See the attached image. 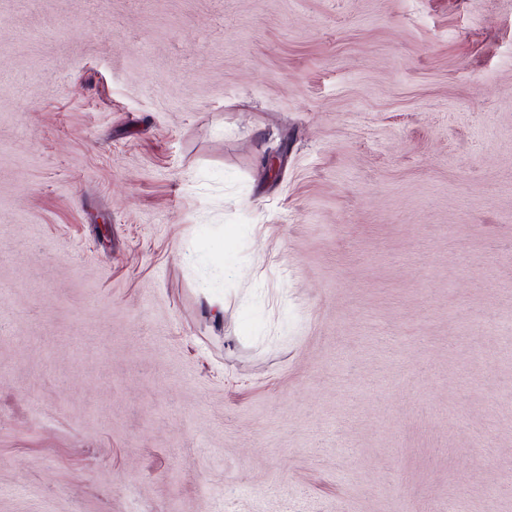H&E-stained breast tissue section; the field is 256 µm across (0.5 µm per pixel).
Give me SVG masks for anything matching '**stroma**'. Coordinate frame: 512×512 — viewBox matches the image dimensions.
Returning <instances> with one entry per match:
<instances>
[{
  "label": "stroma",
  "mask_w": 512,
  "mask_h": 512,
  "mask_svg": "<svg viewBox=\"0 0 512 512\" xmlns=\"http://www.w3.org/2000/svg\"><path fill=\"white\" fill-rule=\"evenodd\" d=\"M512 512V0H0V512Z\"/></svg>",
  "instance_id": "stroma-1"
}]
</instances>
